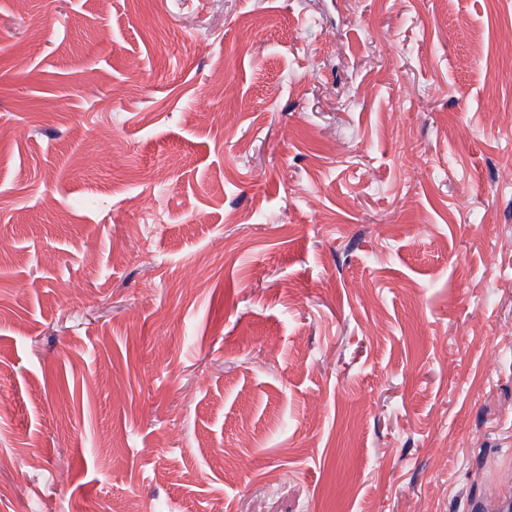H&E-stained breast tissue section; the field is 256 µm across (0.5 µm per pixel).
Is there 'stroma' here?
<instances>
[{
    "mask_svg": "<svg viewBox=\"0 0 512 512\" xmlns=\"http://www.w3.org/2000/svg\"><path fill=\"white\" fill-rule=\"evenodd\" d=\"M0 512H504L512 0H0Z\"/></svg>",
    "mask_w": 512,
    "mask_h": 512,
    "instance_id": "1",
    "label": "stroma"
}]
</instances>
